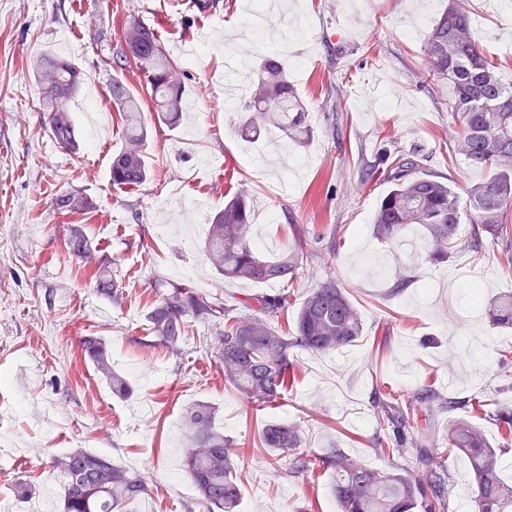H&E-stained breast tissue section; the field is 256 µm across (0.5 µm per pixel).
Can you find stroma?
I'll return each instance as SVG.
<instances>
[{"label": "stroma", "mask_w": 512, "mask_h": 512, "mask_svg": "<svg viewBox=\"0 0 512 512\" xmlns=\"http://www.w3.org/2000/svg\"><path fill=\"white\" fill-rule=\"evenodd\" d=\"M222 2V18L212 20L180 0H0V341L9 345L0 352V499L11 501L8 484L23 476L37 484L49 512H60L49 458L82 448L147 476L150 493L134 512H184L195 499L184 468V415L198 402L214 407L216 428L246 450L239 512H336L330 473L316 472L307 484L275 473L268 454L254 448L272 421L299 424L310 453L338 448L378 469L391 465L369 445L381 432L378 396L414 407L435 437L461 418L491 444L502 441L488 415L466 408L435 414L418 398L429 385L447 397H481L490 411L512 405V375L499 363L501 352L512 351V330L492 326L456 286L470 274L485 300L512 292V265L500 260V242L488 238L481 252L433 263L425 230L409 234L405 245L372 233L390 185L366 171L385 143L420 150L425 173L452 181L462 196L487 176L464 157L449 156L448 136L459 119L447 86L425 69L424 43L448 0H286L308 28L289 36L278 55L313 129L306 144L276 129L243 140L237 110L222 107V47L233 44L248 0ZM130 16L154 27L169 48L207 26L222 40L208 42L204 54L184 55L183 98L196 109L177 129L162 126L152 134L146 150L153 177L126 191L110 179L112 153L124 139L94 36ZM472 21L488 57L512 55V0H472ZM61 51L85 83L103 88L97 112L88 111L83 91L70 104L81 142L76 154L50 138L30 70L34 55ZM240 190L249 194L264 256L281 254L293 225L301 224L311 235L335 236L334 266L312 263L290 285L218 275L205 255V229L172 223L171 205L206 200L209 219ZM66 191L96 204L73 218L93 244L81 260L65 252V220L54 207ZM106 258L125 280L128 295L119 304L100 296L90 278ZM400 267L414 280L396 292ZM329 276L359 308L364 333L339 352L295 351L297 381L278 404L250 405L225 386L201 341L203 326H195L179 357L140 344L154 279L229 304L289 290L279 323L290 329L308 289ZM84 336L106 338L112 367L131 385V396L113 395L81 352ZM439 454L450 474L451 512H474L466 456L452 448Z\"/></svg>", "instance_id": "35a3bbf8"}]
</instances>
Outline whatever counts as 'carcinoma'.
Masks as SVG:
<instances>
[{
    "instance_id": "obj_1",
    "label": "carcinoma",
    "mask_w": 512,
    "mask_h": 512,
    "mask_svg": "<svg viewBox=\"0 0 512 512\" xmlns=\"http://www.w3.org/2000/svg\"><path fill=\"white\" fill-rule=\"evenodd\" d=\"M97 45L109 76L110 104L122 120L125 146L112 154L110 175L117 188L139 186L151 178L152 164L145 144L150 130L144 113L156 114L159 123L178 127L184 108V63L172 57L153 28L131 17L123 20L121 36L112 44V31L101 30ZM431 80L448 85V95L460 118L452 136L451 154L463 155L470 164L487 171L485 180L467 191L461 206L453 185L421 172L423 156L381 152L377 172L391 183L373 217V234L383 242L404 239L413 226L422 227L429 240V259L443 263L469 247L481 250L482 239L512 237V82L498 75L502 64L488 58L475 38L469 0H451L435 21L424 45ZM32 76L40 88L39 109L47 119L50 136L60 148L76 153L80 142L69 101L79 92L81 70L72 61L41 54L31 62ZM139 77V88L128 84L126 75ZM248 95L242 102L240 132L246 139L266 126L282 131L289 139L304 143L310 138L307 115L281 62L261 59L252 70ZM91 200L73 192L55 198V208L65 218L92 209ZM472 224L468 246L458 237L463 221ZM293 244L278 257L268 259L252 236V211L247 192L224 202L212 218L205 240L206 256L214 270L226 279L252 282L290 281L299 277L303 264L318 255L311 250L307 228L293 225ZM64 246L69 255L83 258L92 242L76 226L66 227ZM325 264L336 260L334 248L319 255ZM99 295L122 299V280L112 270V261H102L92 276ZM156 299L146 315L147 347L163 348L179 356L196 324L211 330L210 350L224 373V382L250 404L279 403L296 379L292 360L296 349L317 354L339 351L363 335V321L356 305L336 278L327 277L304 297L292 330L279 327L288 295H259L228 305L218 297L197 292L178 283L159 282ZM492 325L512 328V294L491 301L485 309ZM81 350L95 370L109 381L121 397L132 393L129 383L112 370L109 344L102 336H83ZM425 401L439 409L483 407L472 397L458 401L426 390ZM379 426L393 436L376 438L375 448L387 457L412 455L418 467L378 470L332 449L314 455L302 449L300 426L276 421L265 426L259 443L272 453L273 463L288 461V473L305 479L320 467L332 474V494L337 512H447L448 472L438 473L422 465L430 459L434 438L430 433H405L416 413L384 398H376ZM502 431V444L492 447L481 430L465 420L448 426L443 437L447 447L462 451L469 459L474 482L476 512H512V483L499 475L498 455L512 446V409L493 414ZM214 411L196 403L187 411L190 438L185 448V467L197 497L185 512H236L241 499L238 462L245 450L224 438L214 426ZM50 467L62 477V512H129V507L149 494L146 476L127 470L111 459L84 449H74L50 458ZM11 492L19 500L36 494L31 482L17 478Z\"/></svg>"
}]
</instances>
